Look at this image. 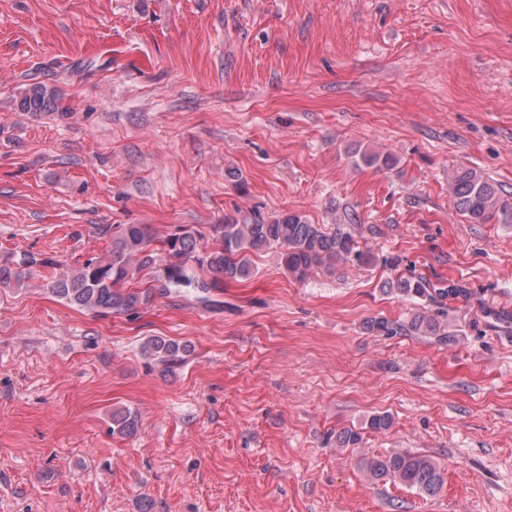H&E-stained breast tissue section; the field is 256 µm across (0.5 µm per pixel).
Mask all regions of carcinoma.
Wrapping results in <instances>:
<instances>
[{
    "label": "carcinoma",
    "mask_w": 512,
    "mask_h": 512,
    "mask_svg": "<svg viewBox=\"0 0 512 512\" xmlns=\"http://www.w3.org/2000/svg\"><path fill=\"white\" fill-rule=\"evenodd\" d=\"M58 89L43 83L28 85L17 100L22 112L33 115L58 111ZM360 162L367 166L389 168L395 159L390 154L364 151ZM453 207L471 224H512V204L506 202L497 186L473 168L460 167L448 182ZM361 225L312 224L298 213L282 212L267 218L260 215L224 218L214 225L216 245H202L203 236L195 229L181 226L161 240H156L148 224H120L113 228L110 245L98 257L55 277L49 284L54 296L81 309L99 315H121L149 306L156 288L194 286L204 291L220 288L226 282L247 280L253 273L252 257L270 248L279 250V264L289 277L302 281L313 271L333 273L340 264L370 263L369 253L358 248L356 234ZM160 246H154L155 242ZM38 263L34 256L15 262L0 263V288H19L28 278L30 268ZM176 268L166 276L164 266ZM156 270L159 286H134L144 270ZM383 289L407 298H425L442 304L462 289L450 283L437 286L423 277L397 276L387 280ZM444 313L425 307L415 310L402 322L374 319L367 330L384 336L405 332L415 336L450 339ZM143 354L170 368L184 359L190 345L172 339L152 337L142 347ZM139 416L127 409L112 412V431L126 437L138 432ZM374 480H389L421 494L433 497L441 491L444 477L438 463L430 456L413 451H392L365 462Z\"/></svg>",
    "instance_id": "1"
}]
</instances>
